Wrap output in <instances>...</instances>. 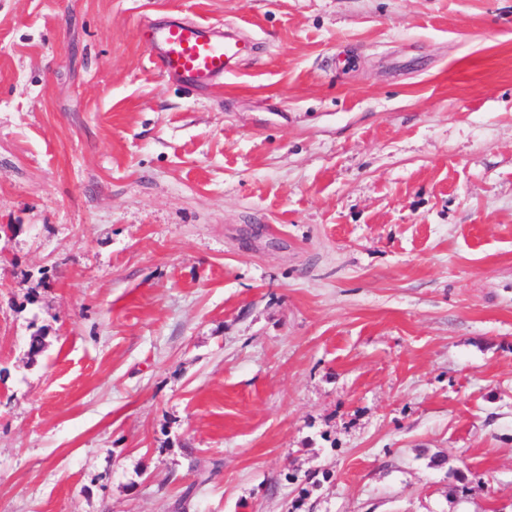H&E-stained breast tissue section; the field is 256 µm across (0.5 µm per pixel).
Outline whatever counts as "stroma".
I'll list each match as a JSON object with an SVG mask.
<instances>
[{
    "instance_id": "obj_1",
    "label": "stroma",
    "mask_w": 512,
    "mask_h": 512,
    "mask_svg": "<svg viewBox=\"0 0 512 512\" xmlns=\"http://www.w3.org/2000/svg\"><path fill=\"white\" fill-rule=\"evenodd\" d=\"M0 512H512V0H0ZM158 72L191 87H208L232 72V61L240 59L253 43L232 39L208 22L171 21L152 29L144 38Z\"/></svg>"
}]
</instances>
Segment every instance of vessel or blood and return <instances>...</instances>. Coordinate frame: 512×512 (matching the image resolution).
I'll return each instance as SVG.
<instances>
[{"mask_svg":"<svg viewBox=\"0 0 512 512\" xmlns=\"http://www.w3.org/2000/svg\"><path fill=\"white\" fill-rule=\"evenodd\" d=\"M158 72L191 87L223 81L232 63L251 48V41L232 39L207 22L176 20L152 29L144 38Z\"/></svg>","mask_w":512,"mask_h":512,"instance_id":"1","label":"vessel or blood"}]
</instances>
